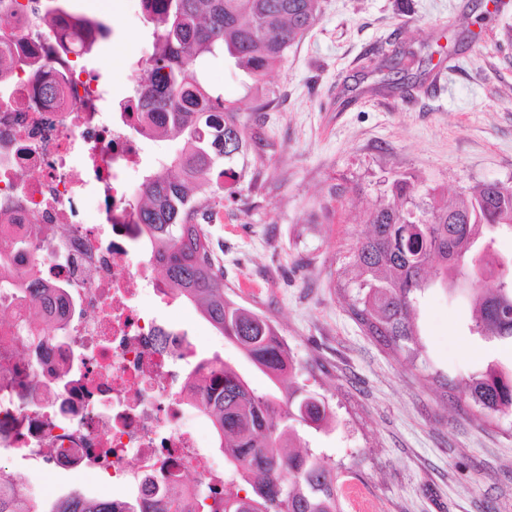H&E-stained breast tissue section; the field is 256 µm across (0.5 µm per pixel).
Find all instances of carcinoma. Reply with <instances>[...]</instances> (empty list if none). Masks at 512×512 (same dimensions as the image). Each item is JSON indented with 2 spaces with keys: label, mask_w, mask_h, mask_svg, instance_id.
Segmentation results:
<instances>
[{
  "label": "carcinoma",
  "mask_w": 512,
  "mask_h": 512,
  "mask_svg": "<svg viewBox=\"0 0 512 512\" xmlns=\"http://www.w3.org/2000/svg\"><path fill=\"white\" fill-rule=\"evenodd\" d=\"M48 18H62L96 35L112 34L95 16L76 12L74 0H43ZM153 51L137 69L147 79L120 102L136 112L138 130L167 138L176 151L142 177L133 202L138 237L148 261L160 267L175 300L193 305L225 339L235 344L271 381L296 370L277 327L224 292V271L213 257L202 223L224 201V182L244 177L249 143L237 102L211 88L202 66L224 56L249 80L256 110L274 99L266 77L286 59L288 48L316 21L320 0H145ZM369 233L345 250L335 288L347 312L369 335L397 356L418 355L416 305L438 286L454 291L457 273L481 266L512 268L494 248L493 233L512 234V187L498 182L473 186L455 203L437 189L418 199L414 182L402 176L386 184L377 203L363 212ZM469 331L484 341H512V276L495 290L472 289ZM27 345L48 338L34 319L16 325ZM213 384L202 400L224 451L230 481L224 497L205 488L203 512H339L336 470L325 457L300 444L299 426L329 423L325 401L296 385L280 396L259 393L223 359H211ZM465 396L487 412L512 414V369L492 362L469 378ZM0 512H36L0 468ZM50 512H112V499L73 492Z\"/></svg>",
  "instance_id": "1"
}]
</instances>
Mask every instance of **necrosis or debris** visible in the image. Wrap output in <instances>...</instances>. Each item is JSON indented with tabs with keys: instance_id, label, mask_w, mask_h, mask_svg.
I'll list each match as a JSON object with an SVG mask.
<instances>
[{
	"instance_id": "4bbe7bcc",
	"label": "necrosis or debris",
	"mask_w": 512,
	"mask_h": 512,
	"mask_svg": "<svg viewBox=\"0 0 512 512\" xmlns=\"http://www.w3.org/2000/svg\"><path fill=\"white\" fill-rule=\"evenodd\" d=\"M14 14L18 63L0 84V448H21L49 470H76L111 483L113 501L148 505L186 471L183 512H198L201 484L223 485L193 406L210 365L185 332L158 321L146 298L165 287L137 258L128 177L144 140L136 115L107 107V91L80 63L85 34L56 52V35L35 0H0ZM45 65L33 73L30 55ZM61 82L46 101L42 81ZM35 240L28 255L12 243ZM38 310L67 326L41 350H22L15 324Z\"/></svg>"
}]
</instances>
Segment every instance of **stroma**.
Returning a JSON list of instances; mask_svg holds the SVG:
<instances>
[{
	"label": "stroma",
	"instance_id": "obj_1",
	"mask_svg": "<svg viewBox=\"0 0 512 512\" xmlns=\"http://www.w3.org/2000/svg\"><path fill=\"white\" fill-rule=\"evenodd\" d=\"M111 22L91 67L114 99L126 94V61L152 51L132 0H92ZM208 82L239 103L248 165L257 181L225 191L206 225L224 287L270 319L297 371L288 381L329 405L334 423L301 428L341 484L342 512H512V415L476 411L462 387L512 345L468 336L461 294L430 290L418 309L421 357L408 364L368 336L334 288L340 250L369 230L359 216L382 182L401 175L455 201L482 182L512 186V6L492 0H321L315 24L270 77L274 105L251 111L245 77L209 59ZM352 192L328 204V189ZM200 356L236 366L260 392L272 382L185 303L157 304ZM0 464L49 512L77 491L111 495L110 483L75 471L42 482L38 463L0 448Z\"/></svg>",
	"mask_w": 512,
	"mask_h": 512
}]
</instances>
